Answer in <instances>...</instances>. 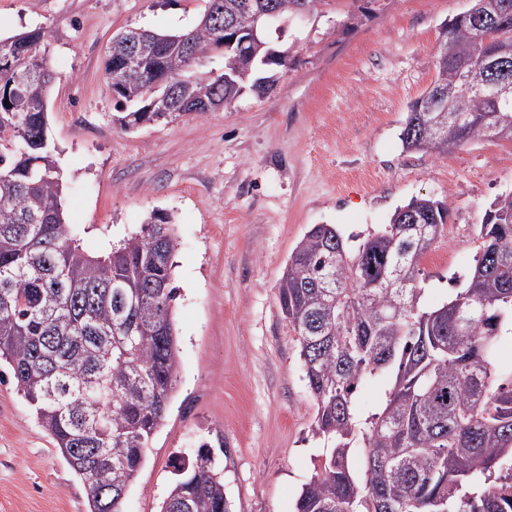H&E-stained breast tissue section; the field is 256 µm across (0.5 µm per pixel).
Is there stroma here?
<instances>
[{"label":"stroma","instance_id":"1","mask_svg":"<svg viewBox=\"0 0 512 512\" xmlns=\"http://www.w3.org/2000/svg\"><path fill=\"white\" fill-rule=\"evenodd\" d=\"M206 0H0V37L49 32V139L64 218L88 253L109 251L150 213L173 217L181 377L128 488L125 512H160L176 459L208 453L228 512H293L321 447L295 332L276 284L315 224L357 234L428 196L449 206L423 258V304L474 265L477 231L512 190V142L408 152L399 134L431 86L444 25L468 0H331L271 36L291 50L267 94L136 130L112 122L103 71L113 35L197 24ZM83 482L0 367V512H87Z\"/></svg>","mask_w":512,"mask_h":512}]
</instances>
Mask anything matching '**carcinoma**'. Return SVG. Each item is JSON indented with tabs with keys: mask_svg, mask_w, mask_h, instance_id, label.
Returning <instances> with one entry per match:
<instances>
[{
	"mask_svg": "<svg viewBox=\"0 0 512 512\" xmlns=\"http://www.w3.org/2000/svg\"><path fill=\"white\" fill-rule=\"evenodd\" d=\"M509 12L488 40L464 11L445 24L431 88L410 106L400 133L408 152L446 155L482 139L512 141V102L468 92L461 67L491 50L512 51ZM298 0H208L209 23L177 32L128 29L112 37L105 76L123 130L229 104L243 89L266 94L290 56L261 44L223 54V72L200 67L218 47L217 28L245 26L273 10L274 26ZM49 33L0 38V362L34 407L40 426L87 488L89 512H124L135 480L180 380L171 218L152 213L110 252L86 253L65 224L64 186L48 138L45 108L54 79ZM171 82L164 111L143 101L152 80ZM9 104H4V101ZM455 116L448 139L422 126L427 113ZM413 210L424 225L406 224ZM448 206L416 198L390 223L344 236L313 225L277 283L281 312L296 333L313 437L326 445L296 512H512V368L496 362L512 334V190L480 224L466 288L421 303L420 262L444 233ZM405 288L387 287L398 253ZM393 377L381 409L363 418L358 393ZM361 445L363 466L351 462ZM179 478L160 512H227L224 480L201 454L176 465Z\"/></svg>",
	"mask_w": 512,
	"mask_h": 512,
	"instance_id": "cac0c4a2",
	"label": "carcinoma"
}]
</instances>
